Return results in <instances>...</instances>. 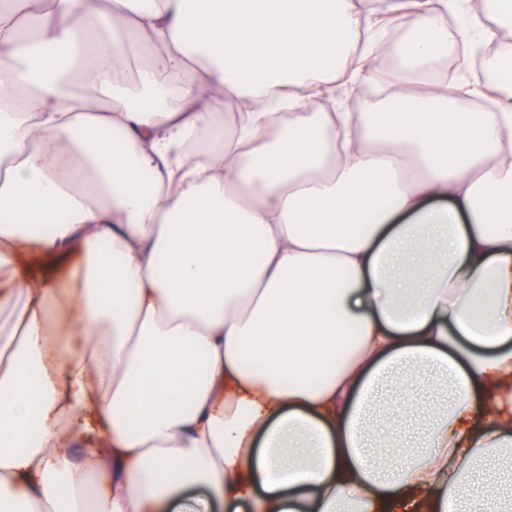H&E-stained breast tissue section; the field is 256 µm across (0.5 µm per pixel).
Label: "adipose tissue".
<instances>
[{"label": "adipose tissue", "mask_w": 512, "mask_h": 512, "mask_svg": "<svg viewBox=\"0 0 512 512\" xmlns=\"http://www.w3.org/2000/svg\"><path fill=\"white\" fill-rule=\"evenodd\" d=\"M452 17L512 0H0V512H512V76L463 109ZM459 50L457 45L455 44L454 39V31L452 27V23L448 22V56L443 61L441 68L445 71H450L455 69V77L454 81L467 82L475 85L476 81H472L473 78H476V73L473 70L466 69L465 71L461 69L460 66H457L459 59Z\"/></svg>", "instance_id": "1"}]
</instances>
